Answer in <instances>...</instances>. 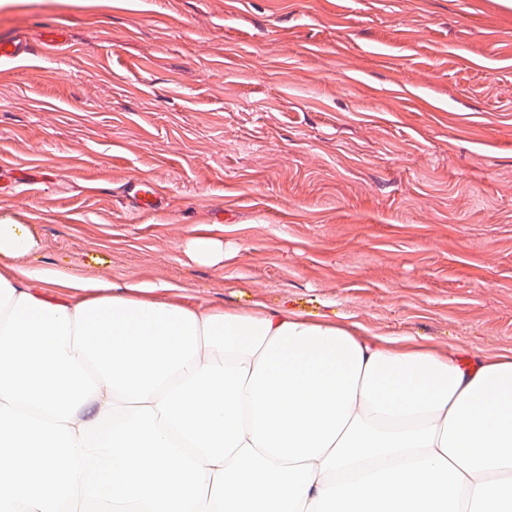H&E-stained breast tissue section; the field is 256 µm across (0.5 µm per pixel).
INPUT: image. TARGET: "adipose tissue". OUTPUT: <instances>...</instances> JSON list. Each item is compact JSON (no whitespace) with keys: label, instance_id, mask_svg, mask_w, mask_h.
<instances>
[{"label":"adipose tissue","instance_id":"adipose-tissue-1","mask_svg":"<svg viewBox=\"0 0 512 512\" xmlns=\"http://www.w3.org/2000/svg\"><path fill=\"white\" fill-rule=\"evenodd\" d=\"M0 219V512H512V349L20 265Z\"/></svg>","mask_w":512,"mask_h":512}]
</instances>
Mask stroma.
Returning <instances> with one entry per match:
<instances>
[{
    "instance_id": "1",
    "label": "stroma",
    "mask_w": 512,
    "mask_h": 512,
    "mask_svg": "<svg viewBox=\"0 0 512 512\" xmlns=\"http://www.w3.org/2000/svg\"><path fill=\"white\" fill-rule=\"evenodd\" d=\"M16 36L0 216L27 266L512 349V0H0ZM127 196L134 200L139 210L156 209L160 201V192L145 181H131L126 186ZM38 248L39 242L27 224L0 219V259H20ZM185 252L202 266H215L224 261V243L214 238L193 237L186 242Z\"/></svg>"
}]
</instances>
